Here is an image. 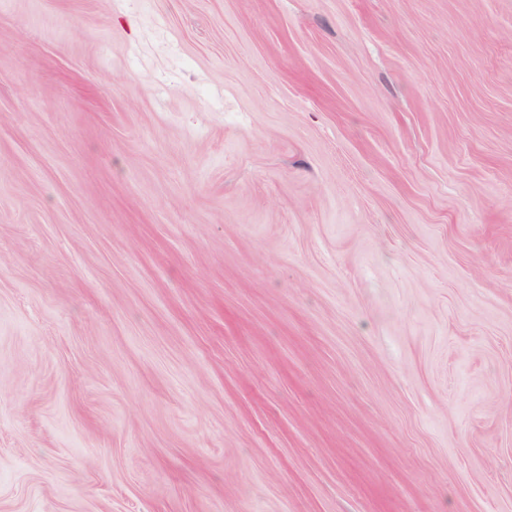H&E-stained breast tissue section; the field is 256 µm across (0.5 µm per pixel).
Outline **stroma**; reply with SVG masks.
Instances as JSON below:
<instances>
[{"label":"stroma","instance_id":"stroma-1","mask_svg":"<svg viewBox=\"0 0 512 512\" xmlns=\"http://www.w3.org/2000/svg\"><path fill=\"white\" fill-rule=\"evenodd\" d=\"M0 512H512V0H0Z\"/></svg>","mask_w":512,"mask_h":512}]
</instances>
